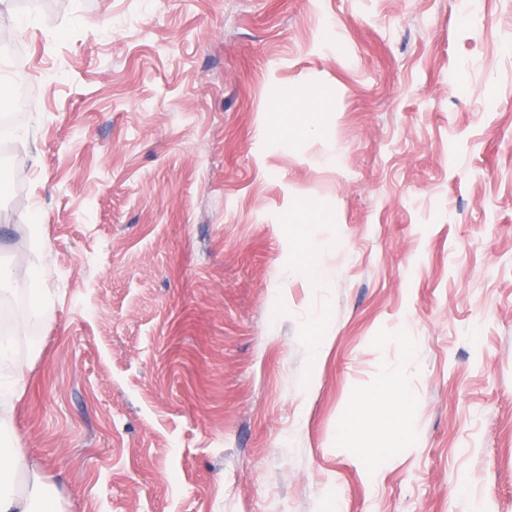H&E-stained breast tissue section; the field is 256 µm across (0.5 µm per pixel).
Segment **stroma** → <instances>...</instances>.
<instances>
[{"mask_svg": "<svg viewBox=\"0 0 512 512\" xmlns=\"http://www.w3.org/2000/svg\"><path fill=\"white\" fill-rule=\"evenodd\" d=\"M0 14V448L66 512H512V0ZM375 405H385L395 426L399 429H405L408 415L400 385H391L388 388L369 391L357 402L359 409Z\"/></svg>", "mask_w": 512, "mask_h": 512, "instance_id": "stroma-1", "label": "stroma"}]
</instances>
